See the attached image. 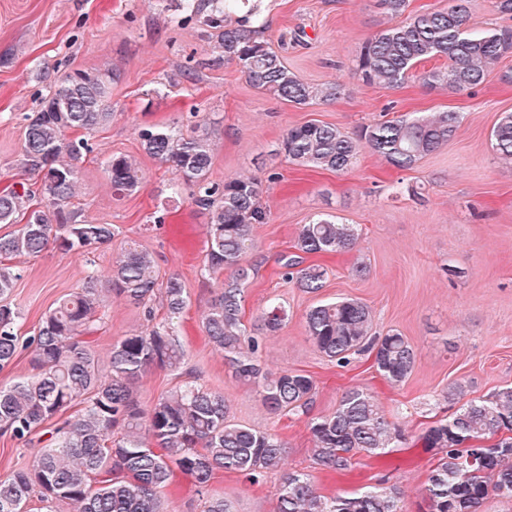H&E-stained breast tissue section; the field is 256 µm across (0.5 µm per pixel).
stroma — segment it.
<instances>
[{"mask_svg":"<svg viewBox=\"0 0 512 512\" xmlns=\"http://www.w3.org/2000/svg\"><path fill=\"white\" fill-rule=\"evenodd\" d=\"M180 0H0V191L20 179L16 160L24 116L44 85L38 73L74 69L116 73L111 85L112 121L90 136L92 153L80 164L81 189L74 203L87 220L111 224V244L92 258L102 273L127 244L150 251L161 276L179 275L188 304L181 318L186 357L178 371L153 368L138 384L149 405L184 381L222 392L236 423L280 434L288 443L286 467L308 474L325 496H342L386 482L401 490V512H423L431 453L419 435L450 417L457 403L442 391L462 384L468 397L512 386V165L501 161L491 133L502 113L512 112V56L483 84L462 93L433 89L422 72L443 66L435 58L394 89L369 86L355 74L364 42L389 19L377 0H264L261 19L271 39L285 37L280 53L289 69L311 84L337 81L342 94L329 103L294 106L247 83L235 63H211L206 32L195 23L177 25ZM451 110L462 115L455 137L408 170L362 151L345 172L298 166L278 155L289 128L328 123L352 133L403 114ZM214 130L209 179L258 177L269 219L256 225L255 246L245 262L253 268L245 292L246 326L257 324L273 303L286 307L287 322L271 335L261 355L271 371L311 375L316 391L307 414L267 413L254 387L236 382L222 356L208 343L201 316L215 287L202 278L207 215L187 186L143 154L138 137L149 125L187 127L196 117ZM137 157L143 174L138 191L115 193L104 168L115 155ZM330 214L356 225V248L321 259L327 279L308 294L283 275L289 247L303 224ZM164 223H156V216ZM364 264L357 276L352 268ZM22 276L10 300L24 315V331L65 295L75 291L84 266L56 248L20 261ZM354 298L367 304L377 335L405 336L417 354L401 385L387 384L365 354L341 367L319 353L305 327L317 302ZM140 309L111 298L91 337L99 354L130 331L145 328ZM371 392L381 411L399 423L407 443L381 458L359 455L345 476L325 473L313 460L309 418L333 412L346 388ZM280 476L263 482L218 472L213 494L233 512H274Z\"/></svg>","mask_w":512,"mask_h":512,"instance_id":"1","label":"stroma"}]
</instances>
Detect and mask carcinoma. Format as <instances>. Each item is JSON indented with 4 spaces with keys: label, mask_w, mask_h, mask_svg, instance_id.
Instances as JSON below:
<instances>
[{
    "label": "carcinoma",
    "mask_w": 512,
    "mask_h": 512,
    "mask_svg": "<svg viewBox=\"0 0 512 512\" xmlns=\"http://www.w3.org/2000/svg\"><path fill=\"white\" fill-rule=\"evenodd\" d=\"M395 23L368 39L355 73L385 88L402 85L420 63L444 58L448 65L421 74L431 88L461 93L482 84L512 53V28L473 32L467 27L469 0H448L436 10L407 12L408 0H378ZM179 23L196 20L213 42V62H234L254 88L295 106L338 98L343 85H311L300 80L265 37V25L251 22L250 0H183ZM115 76L71 70L51 81L26 125L17 166L39 179L28 188L0 192V224L17 229L0 235V368L19 353L33 352V372L0 385V431L31 447L32 464L0 479V512H26L32 499L39 512H173L164 489L177 474L190 478L199 494L208 492L220 471L257 483L281 473L275 512H400L397 486L367 485L346 496L326 497L310 479L286 472L287 442L229 419L224 394L186 382L150 406L138 398V383L152 367L175 370L185 352L179 319L187 303L180 278L159 283L152 254L125 247L107 279L87 270L77 290L60 299L25 338L18 332L21 311L7 302L19 270L10 261L36 257L49 244L78 258L112 242L110 224L81 219L73 199L79 163L91 151L85 134L112 121L109 89ZM460 114L434 112L400 116L364 126L349 135L335 126L306 123L288 129L279 153L301 166L341 172L367 148L393 167L410 169L439 150L460 126ZM143 152L192 188L194 203L207 211L206 263L202 275L215 280L216 295L202 318L212 349L224 357L234 379L257 388L272 414L308 412L315 380L292 370L270 372L259 351L265 337L248 332L244 293L252 267L244 263L254 246V228L268 214L261 204L262 183L255 176L231 177L219 185L208 179L213 159L210 125L202 119L189 130L149 126L138 131ZM500 158L512 162V112L502 114L493 131ZM105 173L118 193L136 190L142 180L135 159L113 156ZM358 242L357 228L331 216L302 225L292 248L306 254L343 253ZM229 276H224V272ZM327 270L316 263L285 272L299 288L317 294ZM144 310L151 325L112 343L101 358L90 335L112 295ZM161 300L167 319L152 323L151 303ZM288 319L272 304L261 315L267 332ZM306 331L318 351L344 367L350 356L368 351L373 367L397 386L412 373L416 351L397 334L376 336L372 311L354 299L322 301L305 316ZM317 467L344 476L359 453L379 456L405 440L374 396L353 386L329 415L308 420ZM422 447L438 455L426 485V512H479L491 495L512 501V386L465 401L449 418L419 436Z\"/></svg>",
    "instance_id": "obj_1"
}]
</instances>
